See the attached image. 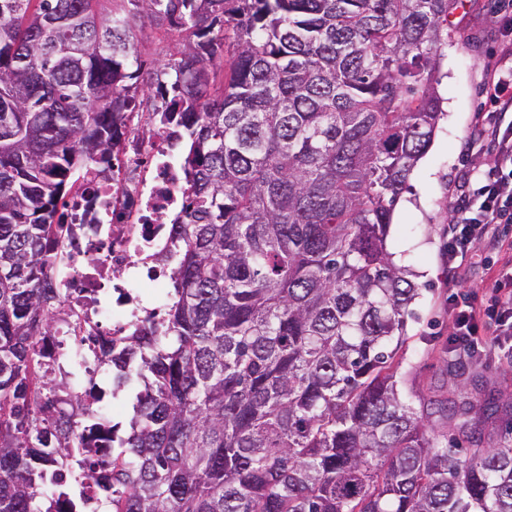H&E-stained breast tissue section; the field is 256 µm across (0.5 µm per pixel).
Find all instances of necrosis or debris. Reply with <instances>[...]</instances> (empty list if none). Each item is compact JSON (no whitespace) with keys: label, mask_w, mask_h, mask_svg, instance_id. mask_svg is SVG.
Segmentation results:
<instances>
[{"label":"necrosis or debris","mask_w":512,"mask_h":512,"mask_svg":"<svg viewBox=\"0 0 512 512\" xmlns=\"http://www.w3.org/2000/svg\"><path fill=\"white\" fill-rule=\"evenodd\" d=\"M173 149V138L163 128L147 143L129 138L125 180L111 184L89 174L87 190L69 204L76 229L70 245L73 267L58 273L57 280L70 289L69 307L94 327L111 325L116 336L141 328L168 299L145 261L169 243L170 227L160 215L184 203Z\"/></svg>","instance_id":"necrosis-or-debris-1"}]
</instances>
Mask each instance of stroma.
Returning a JSON list of instances; mask_svg holds the SVG:
<instances>
[{
	"instance_id": "stroma-1",
	"label": "stroma",
	"mask_w": 512,
	"mask_h": 512,
	"mask_svg": "<svg viewBox=\"0 0 512 512\" xmlns=\"http://www.w3.org/2000/svg\"><path fill=\"white\" fill-rule=\"evenodd\" d=\"M497 6L498 0H461L448 17V42L441 49L443 78L438 87L446 116L429 151L414 168L409 190L395 207L387 246L399 254L403 266L416 273L420 288L407 336L396 356L405 396L418 407L428 406L431 397L444 398L451 392L463 401L470 398L473 382H482L486 394L499 405L483 429L482 440L512 444V356L484 345L476 358L450 353L452 324L441 264L452 219L448 191L463 171L476 165V158L467 153L466 136L473 117L490 109L482 94L483 68L499 54L505 40L493 23ZM136 34L143 61L136 81L140 107L128 128L147 140L152 136L150 113L156 88L165 80L162 68L179 58L186 34L169 21L144 14L136 18Z\"/></svg>"
}]
</instances>
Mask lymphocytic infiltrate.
<instances>
[{
  "label": "lymphocytic infiltrate",
  "mask_w": 512,
  "mask_h": 512,
  "mask_svg": "<svg viewBox=\"0 0 512 512\" xmlns=\"http://www.w3.org/2000/svg\"><path fill=\"white\" fill-rule=\"evenodd\" d=\"M483 93L493 112L476 116L467 135L469 151L483 163L464 175L451 196L453 218L445 252L451 289L458 287L478 252L502 248L497 225L512 223V45L503 46L495 62L485 66ZM490 300L485 307L472 301L452 305L459 345L472 348L490 323L500 336L512 335V259L496 271Z\"/></svg>",
  "instance_id": "1"
}]
</instances>
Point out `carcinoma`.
<instances>
[{"mask_svg": "<svg viewBox=\"0 0 512 512\" xmlns=\"http://www.w3.org/2000/svg\"><path fill=\"white\" fill-rule=\"evenodd\" d=\"M96 2L0 0V512H83L80 483L108 512H512V445L479 434L497 405L437 404L472 444L458 458L394 364L418 292L387 237L444 115L456 0ZM141 11L190 37L154 113L189 191L152 257L165 315L91 338L53 278L58 203L123 144ZM62 324L114 389L143 383L100 460L94 400L49 348Z\"/></svg>", "mask_w": 512, "mask_h": 512, "instance_id": "carcinoma-1", "label": "carcinoma"}]
</instances>
